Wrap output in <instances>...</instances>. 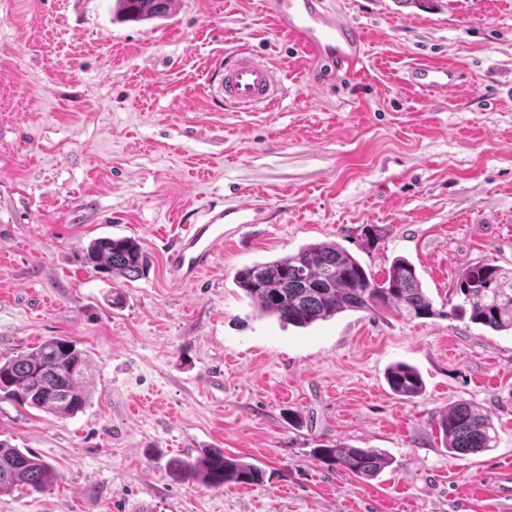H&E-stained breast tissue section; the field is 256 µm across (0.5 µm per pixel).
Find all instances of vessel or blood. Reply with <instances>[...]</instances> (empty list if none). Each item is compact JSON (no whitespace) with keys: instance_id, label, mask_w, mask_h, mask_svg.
<instances>
[{"instance_id":"obj_1","label":"vessel or blood","mask_w":512,"mask_h":512,"mask_svg":"<svg viewBox=\"0 0 512 512\" xmlns=\"http://www.w3.org/2000/svg\"><path fill=\"white\" fill-rule=\"evenodd\" d=\"M264 7L277 32L303 51L310 68L331 65L353 74L364 67L362 28L327 6L326 0H265ZM216 79V91L225 102L244 110L267 108L285 90L275 71L247 51L234 53L220 64ZM408 80L430 100L447 95L455 78L447 67L415 63L408 68ZM263 211L261 204L241 201L220 210L208 209L200 223L183 225L165 247L172 281L194 282L211 268L224 243L225 225L257 223Z\"/></svg>"}]
</instances>
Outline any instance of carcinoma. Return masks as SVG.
<instances>
[{
  "instance_id": "cac0c4a2",
  "label": "carcinoma",
  "mask_w": 512,
  "mask_h": 512,
  "mask_svg": "<svg viewBox=\"0 0 512 512\" xmlns=\"http://www.w3.org/2000/svg\"><path fill=\"white\" fill-rule=\"evenodd\" d=\"M167 2L115 0L112 12L121 21L162 20L170 16ZM85 259L94 269L128 281L141 278L150 265L141 244L126 237L92 240ZM235 280L261 314L299 328L346 311L396 310L413 319L440 315L410 261L396 257L376 278L336 241L307 244L293 254L246 265L236 272ZM454 292L460 302L453 312L496 332L512 331V268L493 261L470 266L458 275ZM87 369L85 353L73 341L53 337L30 352L0 358V393L20 406L71 417L89 402ZM387 382L395 394L407 399L423 391L420 374L405 363L389 368ZM438 427L451 454L481 452L494 441L489 419L466 402L448 408ZM321 455L334 468L363 478L376 476L389 464L374 448L339 445L321 449ZM171 472L178 480L208 488L257 484L265 477L261 468L215 447L173 459ZM57 479L52 467L30 450L0 440V494L19 486L42 492Z\"/></svg>"
}]
</instances>
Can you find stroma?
Segmentation results:
<instances>
[{
    "instance_id": "1",
    "label": "stroma",
    "mask_w": 512,
    "mask_h": 512,
    "mask_svg": "<svg viewBox=\"0 0 512 512\" xmlns=\"http://www.w3.org/2000/svg\"><path fill=\"white\" fill-rule=\"evenodd\" d=\"M330 4L365 32L358 76L308 70L263 0H183L153 22L114 20L112 0H0V358L70 339L91 392L68 418L0 396V439L59 475L0 512H512V332L451 313L464 268L512 267V0ZM241 49L285 86L266 109L212 95ZM419 61L457 71L447 96L409 84ZM249 197L262 222L226 225L213 269L171 282L161 241L181 215ZM106 236L136 239L148 274L88 266ZM322 241L378 277L408 259L440 316L260 315L236 271ZM396 362L420 396L391 392ZM458 402L493 448L449 454L437 421ZM336 444L391 464L354 477L316 457ZM212 446L264 483L172 476ZM387 382L392 391L407 399L423 391V381L418 371L405 363H396L387 372Z\"/></svg>"
}]
</instances>
